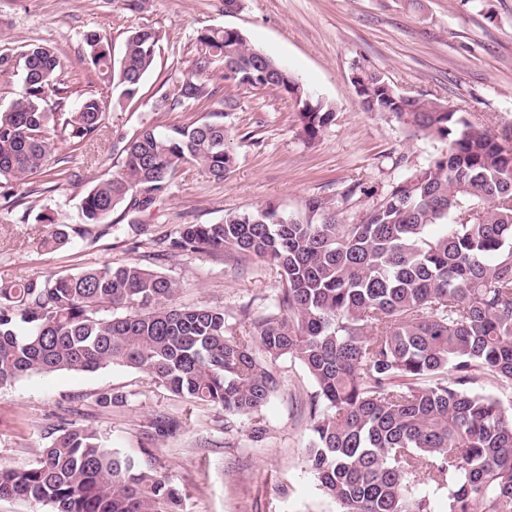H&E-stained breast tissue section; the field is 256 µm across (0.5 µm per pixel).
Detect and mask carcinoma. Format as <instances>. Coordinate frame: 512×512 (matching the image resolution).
Segmentation results:
<instances>
[{"label":"carcinoma","instance_id":"obj_1","mask_svg":"<svg viewBox=\"0 0 512 512\" xmlns=\"http://www.w3.org/2000/svg\"><path fill=\"white\" fill-rule=\"evenodd\" d=\"M161 41L154 28L135 29L116 59L105 35L83 34L92 69L128 104ZM197 42L194 76L164 97L170 108L199 101L201 78L220 66L229 84L293 102L309 143L334 120L330 106L239 33L208 28ZM0 67L20 71L25 86L0 107V178L62 185L68 160L52 159L55 133L80 149L101 131L103 101L90 94L64 111L69 59L46 45L29 44L16 59L0 54ZM362 79L356 95L366 111L447 141V155L396 183L354 224L338 223L334 207L312 197L317 221L267 207L181 224L170 240L179 252L275 265L279 313L233 333L221 309L168 304L176 283L139 264L3 281L0 386L120 364L175 394L258 419L278 386L267 362L290 357L313 383L307 465L339 512H512V418L475 388L481 379L512 386V133L499 137L447 103L405 95L377 72ZM224 118L211 112L165 132L143 123L117 146L122 169L82 197L84 223L120 208L144 211L183 164L224 179L234 162ZM70 233L57 226L41 247H60ZM12 496L49 502L54 512H182V494L152 462L80 427L60 429L36 464L0 468V497Z\"/></svg>","mask_w":512,"mask_h":512}]
</instances>
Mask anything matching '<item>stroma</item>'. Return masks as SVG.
Returning <instances> with one entry per match:
<instances>
[{
  "label": "stroma",
  "mask_w": 512,
  "mask_h": 512,
  "mask_svg": "<svg viewBox=\"0 0 512 512\" xmlns=\"http://www.w3.org/2000/svg\"><path fill=\"white\" fill-rule=\"evenodd\" d=\"M233 27L294 74L336 113L314 143L300 132L292 103L274 91H229L222 70L206 76L208 97L189 108L161 107L193 73L201 29ZM163 35L139 100L118 106L117 92L91 74L82 36L97 30L120 53L129 31ZM38 42L67 53L80 79L69 103L94 93L106 104L105 126L83 149L58 141L70 179L55 190L8 203L20 186L0 184V278L23 281L72 273L88 265L140 263L175 280L179 307L223 309L233 330L277 310V268L255 257L184 254L168 243L182 224H214L231 212L274 207L304 218L309 198L336 207L349 224L372 209L410 171L447 154L448 145L406 129L392 115L364 111L351 84L365 69L402 92L449 103L492 133L512 130V0H242L228 13L223 0H149L127 10L125 0H0V53ZM234 164L216 181L196 166L176 172L167 196L145 212L135 235L121 212L109 223L84 225L79 203L93 177L118 171L113 146L142 123L186 126L222 109ZM84 228L47 251L52 224ZM279 386L260 418L175 395L145 371L110 365L94 372L60 371L0 386V467L35 463L57 430L80 426L109 448L152 459L184 496V512H337L306 462L311 439L307 400L312 382L298 362L269 365ZM110 393L112 403L99 397Z\"/></svg>",
  "instance_id": "35a3bbf8"
}]
</instances>
